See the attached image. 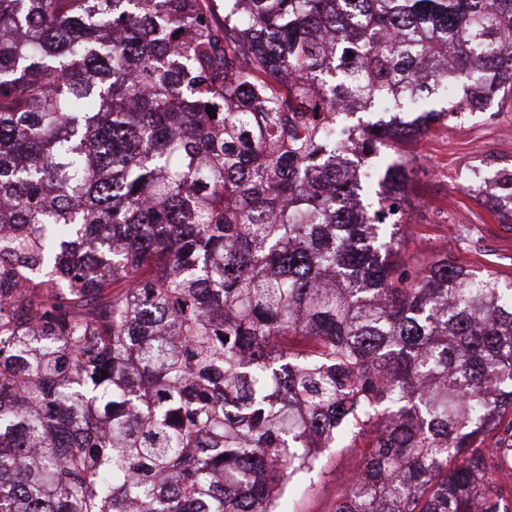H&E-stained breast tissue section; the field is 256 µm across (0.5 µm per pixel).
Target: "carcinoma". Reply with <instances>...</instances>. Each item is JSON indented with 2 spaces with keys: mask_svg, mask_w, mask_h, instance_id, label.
Returning <instances> with one entry per match:
<instances>
[{
  "mask_svg": "<svg viewBox=\"0 0 512 512\" xmlns=\"http://www.w3.org/2000/svg\"><path fill=\"white\" fill-rule=\"evenodd\" d=\"M511 91L512 0H0V512H298L359 447L331 512H512V283L395 266L412 160L348 158Z\"/></svg>",
  "mask_w": 512,
  "mask_h": 512,
  "instance_id": "carcinoma-1",
  "label": "carcinoma"
}]
</instances>
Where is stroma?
I'll list each match as a JSON object with an SVG mask.
<instances>
[{
  "instance_id": "1",
  "label": "stroma",
  "mask_w": 512,
  "mask_h": 512,
  "mask_svg": "<svg viewBox=\"0 0 512 512\" xmlns=\"http://www.w3.org/2000/svg\"><path fill=\"white\" fill-rule=\"evenodd\" d=\"M397 149L414 164L408 187L414 202L408 215L411 235L397 263L424 267L446 257L512 281V224L500 223L468 191L474 173L488 178L512 169V97L398 144ZM360 463L354 449L332 454L304 497L302 512H330Z\"/></svg>"
}]
</instances>
